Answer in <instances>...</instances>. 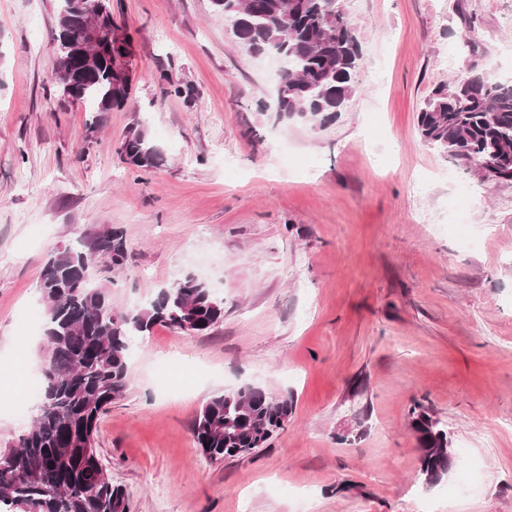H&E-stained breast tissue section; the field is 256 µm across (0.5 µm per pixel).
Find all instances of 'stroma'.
Returning a JSON list of instances; mask_svg holds the SVG:
<instances>
[{"label": "stroma", "mask_w": 512, "mask_h": 512, "mask_svg": "<svg viewBox=\"0 0 512 512\" xmlns=\"http://www.w3.org/2000/svg\"><path fill=\"white\" fill-rule=\"evenodd\" d=\"M56 5L0 0V446L28 425L15 348L41 343L23 326L44 256L75 227L113 226L129 265L97 284L114 309L188 273L224 299L206 334L158 326L131 352L98 445L129 512H512V184L478 182L416 129L465 65L512 76V0H342L358 91L323 129L273 122L270 57L235 43L211 0H112L133 38L131 104L94 143L91 113L52 82ZM134 126L165 165L119 159ZM247 384L293 394L288 427L209 462L191 422ZM417 402L460 459L430 490Z\"/></svg>", "instance_id": "obj_1"}]
</instances>
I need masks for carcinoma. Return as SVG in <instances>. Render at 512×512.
<instances>
[{
  "label": "carcinoma",
  "instance_id": "cac0c4a2",
  "mask_svg": "<svg viewBox=\"0 0 512 512\" xmlns=\"http://www.w3.org/2000/svg\"><path fill=\"white\" fill-rule=\"evenodd\" d=\"M211 0L237 43L284 62L269 93L277 120L296 119L319 129L336 121L356 90L361 49L341 0ZM87 0H58L53 42L65 38L75 55L59 62L77 74L71 99L86 102L95 118L86 139L96 138L102 115L125 108L130 84L114 60L86 64L76 55L84 40L79 15ZM112 35V57L126 55L132 36L112 14L103 20ZM421 139L473 177L512 154V80L491 79L474 67L439 85L417 116ZM130 167L147 172L162 166L161 148L134 128L116 149ZM128 249L123 230H83L54 247L42 263L38 288L44 305L42 377L35 417L0 449V512H127L123 488L112 483L97 448L101 417L129 390V359L135 342L157 326L197 333L224 318V299L187 274L161 289L145 306L112 310L111 295L95 284L97 271H124ZM289 393L273 395L245 385L212 396L191 425L195 444L212 462L252 455L284 431L293 414ZM408 428L419 456L417 480L440 484L457 463L448 428L421 403L409 412Z\"/></svg>",
  "mask_w": 512,
  "mask_h": 512
}]
</instances>
